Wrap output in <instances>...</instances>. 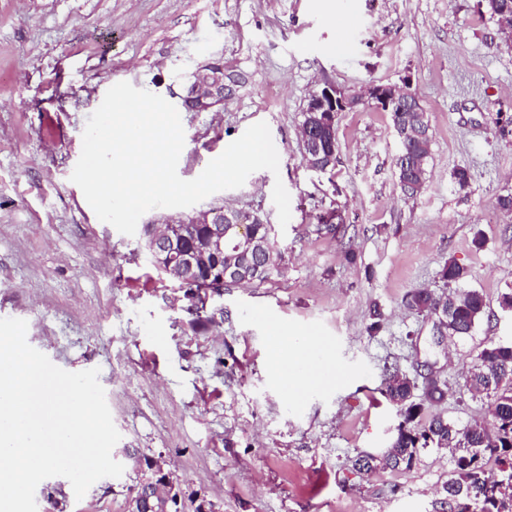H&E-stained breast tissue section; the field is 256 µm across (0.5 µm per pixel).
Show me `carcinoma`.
<instances>
[{
	"label": "carcinoma",
	"instance_id": "carcinoma-1",
	"mask_svg": "<svg viewBox=\"0 0 512 512\" xmlns=\"http://www.w3.org/2000/svg\"><path fill=\"white\" fill-rule=\"evenodd\" d=\"M491 16L512 17V0H486ZM302 125L315 131L321 147L328 145L330 132L321 128V112L304 110ZM432 135L428 120H423L420 138L413 144L417 164L408 168L407 175H398L399 181L409 178L425 182L430 158ZM236 218L252 225L254 248L238 259L237 280H228L230 286L241 282L269 283L284 277L286 266L281 251L271 236V225L255 218L248 211L234 212ZM441 279L457 283L466 271L450 260L440 271ZM444 303L448 330L453 336H469L484 314L485 300L475 289H453L447 299L419 289L406 296V304L420 312L426 307ZM465 387L474 396L481 393L491 399L489 419L475 421L460 427L443 416L432 417L423 427L414 425L424 405L442 401L444 387L426 394L423 401H413L415 381L394 370L385 379L384 394L398 407L401 421L390 447L382 454L384 465L390 469L410 467L420 448H437L450 453L452 471L443 490L448 499L449 512H512V342L492 341L476 356L473 370L465 378Z\"/></svg>",
	"mask_w": 512,
	"mask_h": 512
}]
</instances>
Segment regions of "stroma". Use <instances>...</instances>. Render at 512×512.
I'll return each instance as SVG.
<instances>
[{
    "label": "stroma",
    "mask_w": 512,
    "mask_h": 512,
    "mask_svg": "<svg viewBox=\"0 0 512 512\" xmlns=\"http://www.w3.org/2000/svg\"><path fill=\"white\" fill-rule=\"evenodd\" d=\"M214 60L223 105L185 109L194 72ZM406 78L432 132L420 194H402L400 140L390 113L370 104L339 113L336 166L307 167L299 127L313 90ZM119 82L178 107L183 179L260 121L279 154L278 173L256 171L197 206L274 225L275 181L290 195L291 219L275 234L285 276L225 288L205 325L149 264L142 228L127 236L99 220L70 179L88 117ZM507 193L512 43L485 0H0V318L26 320L29 344L58 367L99 369L124 467L80 499L66 478L43 480L38 512H125L142 461L158 458L212 512H448V452L422 448L411 468L371 474L352 462L396 433L383 393L393 369L417 381L439 372L447 395L424 418L488 417L489 399L470 395L465 377L486 343L512 339L500 305L512 290V212L497 205ZM194 209L156 208L140 222ZM331 210L345 233L317 232L316 215ZM451 260L486 306L471 335L439 344L434 316L404 298L444 293ZM275 331L328 341L347 379L288 398L271 368Z\"/></svg>",
    "instance_id": "obj_1"
}]
</instances>
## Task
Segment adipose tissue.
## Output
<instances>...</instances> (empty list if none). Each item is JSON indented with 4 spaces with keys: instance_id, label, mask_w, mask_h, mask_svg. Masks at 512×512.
<instances>
[{
    "instance_id": "1",
    "label": "adipose tissue",
    "mask_w": 512,
    "mask_h": 512,
    "mask_svg": "<svg viewBox=\"0 0 512 512\" xmlns=\"http://www.w3.org/2000/svg\"><path fill=\"white\" fill-rule=\"evenodd\" d=\"M318 352L319 365H329L327 345L314 336H292L277 349L274 371L283 383L288 397L296 398L311 390L312 385L306 372L301 371L300 363L311 352Z\"/></svg>"
}]
</instances>
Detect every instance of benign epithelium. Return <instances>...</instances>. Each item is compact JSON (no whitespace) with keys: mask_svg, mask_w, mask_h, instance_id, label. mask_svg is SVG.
I'll return each mask as SVG.
<instances>
[{"mask_svg":"<svg viewBox=\"0 0 512 512\" xmlns=\"http://www.w3.org/2000/svg\"><path fill=\"white\" fill-rule=\"evenodd\" d=\"M368 98L385 112L424 111L418 96L410 90V80L404 86L371 85L365 96H346L328 83L313 94L311 111L326 113L325 121L335 127L337 114L352 110ZM184 106L195 112H203L224 103V63L211 62L195 75L183 99ZM206 224L209 233L197 250H186L182 245V230L186 225ZM146 231V249L151 258L157 262L168 277L180 284L193 283L194 268L197 262H212L209 288H187L185 293L195 309H204L210 299L224 293V281L236 279L235 267L224 266L225 238L231 236L238 240L235 250H246L253 246L248 225L237 224L230 217L224 216V209L209 208L197 212L187 219L172 220L161 230L148 224ZM151 476L144 479L134 496L127 504L126 512H178L182 490L169 474L165 473L163 464L156 460L150 468Z\"/></svg>","mask_w":512,"mask_h":512,"instance_id":"7a95c632","label":"benign epithelium"}]
</instances>
